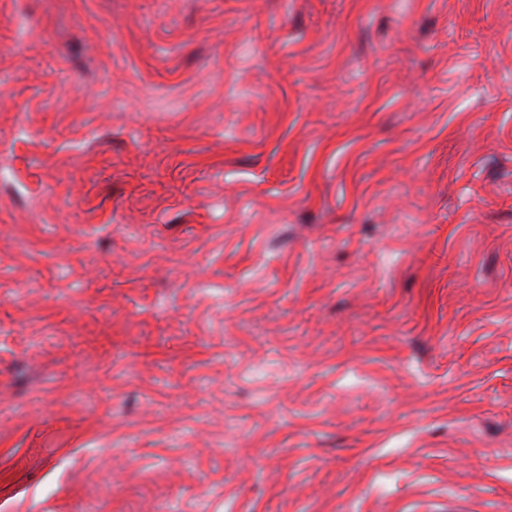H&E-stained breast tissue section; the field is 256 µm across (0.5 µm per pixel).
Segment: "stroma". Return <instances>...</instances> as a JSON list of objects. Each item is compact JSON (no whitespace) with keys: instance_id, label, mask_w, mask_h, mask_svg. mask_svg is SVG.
<instances>
[{"instance_id":"35a3bbf8","label":"stroma","mask_w":512,"mask_h":512,"mask_svg":"<svg viewBox=\"0 0 512 512\" xmlns=\"http://www.w3.org/2000/svg\"><path fill=\"white\" fill-rule=\"evenodd\" d=\"M0 512H512V0H0Z\"/></svg>"}]
</instances>
